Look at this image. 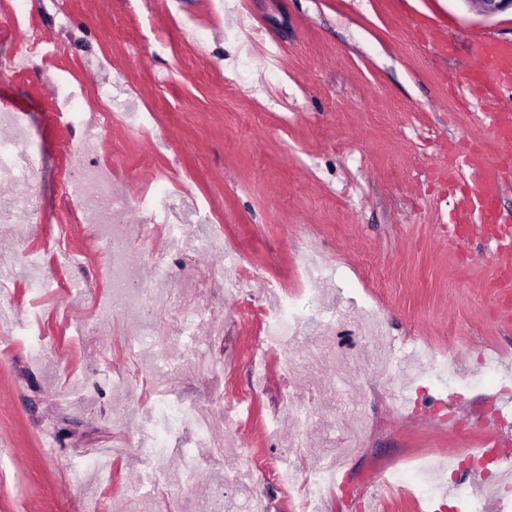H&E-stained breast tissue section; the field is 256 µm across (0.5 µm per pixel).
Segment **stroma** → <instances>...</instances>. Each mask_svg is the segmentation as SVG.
Wrapping results in <instances>:
<instances>
[{
  "instance_id": "35a3bbf8",
  "label": "stroma",
  "mask_w": 512,
  "mask_h": 512,
  "mask_svg": "<svg viewBox=\"0 0 512 512\" xmlns=\"http://www.w3.org/2000/svg\"><path fill=\"white\" fill-rule=\"evenodd\" d=\"M422 14L443 21L432 37L411 25ZM34 32L51 54L0 75V114L24 116L0 136L42 155L31 187L0 185V202L30 192L41 206L0 223V256L13 261L0 275V512H208L216 491L224 512L256 501L299 512L304 485L258 471L275 457L303 477L335 463L364 489L361 504L332 498L325 512H512L468 467L430 502L382 482L385 466L416 456L447 468L486 439L484 416L512 417V326L490 262L465 258L490 241L448 235L473 181L442 173L449 152L472 149L482 109L454 77L474 63L471 39L512 41V12L484 18L459 0H28L26 21H0V57ZM444 41L447 56L435 51ZM64 80L88 112L118 115L94 158L79 152L83 128L58 117ZM91 167L127 203L109 232L124 242L131 303L112 298L99 213L62 190ZM163 185L183 226L176 250L138 205ZM230 248L265 272L238 295L213 278ZM30 253L53 287L28 286ZM305 258L343 272L311 287L297 273ZM162 261L172 287L157 297L145 287ZM272 283L310 319L293 372L260 342ZM373 312L390 349L354 333ZM161 338L178 353L158 358ZM499 349L484 371L478 353ZM415 350L446 354L454 386L433 388L426 359L403 375ZM195 353L206 374L189 369ZM219 392L246 397L244 414L215 421L219 448L185 430L150 448L158 400L208 409ZM289 392L311 412L297 436L281 427ZM186 449L204 466L186 471Z\"/></svg>"
}]
</instances>
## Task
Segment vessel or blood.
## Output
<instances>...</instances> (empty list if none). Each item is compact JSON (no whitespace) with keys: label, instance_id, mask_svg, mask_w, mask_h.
Returning a JSON list of instances; mask_svg holds the SVG:
<instances>
[{"label":"vessel or blood","instance_id":"vessel-or-blood-1","mask_svg":"<svg viewBox=\"0 0 512 512\" xmlns=\"http://www.w3.org/2000/svg\"><path fill=\"white\" fill-rule=\"evenodd\" d=\"M471 52L477 65L466 72L464 81L476 98L493 104V111L480 113L477 124L501 152L493 159L479 150L462 159L449 158V176H456L465 168L477 176L473 192L456 213L453 233L457 239L465 240L481 234L487 226L496 227L489 258L495 285L507 296L512 294V225L500 220L497 192L504 167L512 163V107L500 108L496 102L500 87H512V43L485 36L473 40ZM488 434L500 465L511 467L512 434L496 427L489 428Z\"/></svg>","mask_w":512,"mask_h":512}]
</instances>
